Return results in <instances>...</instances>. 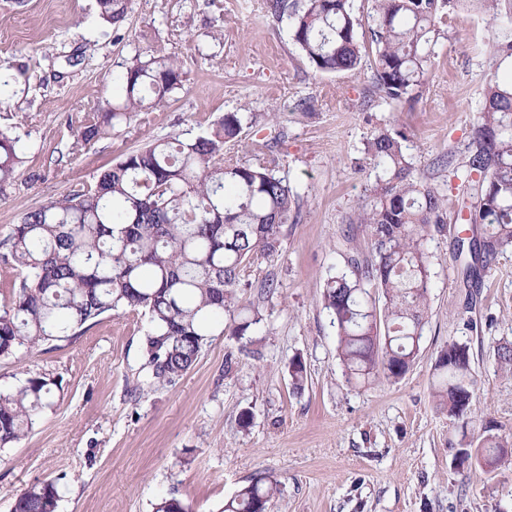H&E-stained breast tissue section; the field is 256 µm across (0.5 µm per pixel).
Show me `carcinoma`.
Segmentation results:
<instances>
[{
  "label": "carcinoma",
  "instance_id": "cac0c4a2",
  "mask_svg": "<svg viewBox=\"0 0 512 512\" xmlns=\"http://www.w3.org/2000/svg\"><path fill=\"white\" fill-rule=\"evenodd\" d=\"M463 2L369 0L361 13L354 0H261L260 9L288 20L294 44L320 75L358 70L364 48L359 33L367 31L374 47L373 92L410 103L435 65L438 20ZM474 2L499 34L491 46L496 68L485 80L483 107L460 162L466 197L455 202L433 184L434 172L451 160L441 157L431 173L416 175L403 133L384 128L367 139L375 182L351 223L365 233L368 253L350 255L354 277L330 275L322 291L350 383L395 382L415 362L434 265L428 241L452 203L475 225L474 236L458 243L464 283L477 280L512 247V0ZM97 9L117 31L129 0H97ZM114 86L115 96L81 122L83 145L93 146L182 89L178 58L136 54L121 64ZM252 121L228 112L193 139L155 140L12 225L0 239V262L18 270L0 304V359L50 346L105 314L142 310L149 322L144 344L151 379L171 383L186 373L224 314L235 313L247 265L277 252L296 208L292 187L268 165L269 142L256 141L251 160L226 156V145ZM19 142L0 130L1 194L24 163ZM237 317L232 335L242 338L263 321L262 308L254 305ZM55 385L37 374L0 391V448L32 431ZM474 387L469 345L449 342L433 366L436 408L457 424L451 447L456 464L490 473L512 456V434L485 427L474 437L471 406L462 403ZM279 491L275 477H255L222 512H267ZM60 498L58 483L44 481L17 493L12 512H57ZM154 512L192 509L169 494L157 500Z\"/></svg>",
  "mask_w": 512,
  "mask_h": 512
}]
</instances>
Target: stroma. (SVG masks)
<instances>
[{
	"label": "stroma",
	"mask_w": 512,
	"mask_h": 512,
	"mask_svg": "<svg viewBox=\"0 0 512 512\" xmlns=\"http://www.w3.org/2000/svg\"><path fill=\"white\" fill-rule=\"evenodd\" d=\"M435 68L411 105L371 92L369 67L315 74L287 22L258 0H130L120 32L100 20L96 0H0V130L25 153L14 186L0 196V235L32 208L91 181L97 168L141 144L190 139L227 112L254 113L233 155L274 139L276 169L300 203L278 252L250 270L278 284L263 323L244 338L225 319L195 364L171 384L152 382L139 312L108 314L78 336L0 359V390L35 373L57 382L33 430L0 449V512L15 493L48 480L61 488L57 512H153L173 494L195 512H221L252 478L281 482L268 512H512V463L488 474L454 465L457 432L432 398V367L448 341L468 343L477 380L478 424L512 433V249L472 288L458 278V238L449 219L434 233L428 319L420 353L398 382L348 384L323 282L344 270L365 234L348 221L374 173L372 132L395 126L416 172L436 156L462 158L494 61L496 28L469 5L444 15ZM177 54L183 88L117 126L92 148L77 142L80 119L98 111L135 54ZM76 64H69V57ZM276 120H269V113ZM306 368L295 387L288 366ZM251 415L241 426L242 412Z\"/></svg>",
	"instance_id": "35a3bbf8"
}]
</instances>
